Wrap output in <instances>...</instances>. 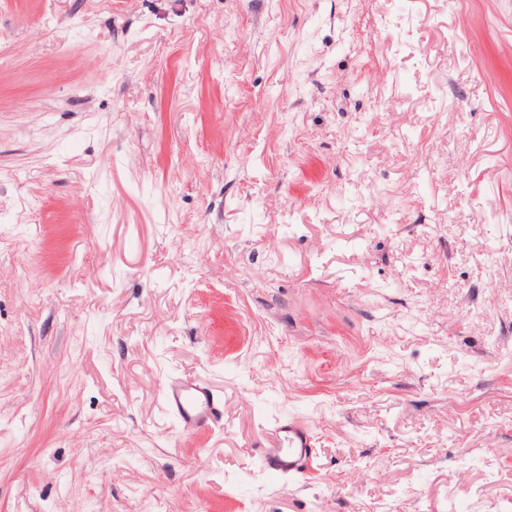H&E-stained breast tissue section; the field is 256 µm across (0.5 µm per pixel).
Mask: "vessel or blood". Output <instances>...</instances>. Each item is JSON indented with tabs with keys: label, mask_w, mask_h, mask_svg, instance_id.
Instances as JSON below:
<instances>
[{
	"label": "vessel or blood",
	"mask_w": 512,
	"mask_h": 512,
	"mask_svg": "<svg viewBox=\"0 0 512 512\" xmlns=\"http://www.w3.org/2000/svg\"><path fill=\"white\" fill-rule=\"evenodd\" d=\"M162 401L180 429L198 433L213 429L221 400L206 384L187 377H170L161 388ZM275 444L259 455L263 471L274 478L298 482L304 479L314 457L315 435L304 421L291 417L274 428Z\"/></svg>",
	"instance_id": "1"
}]
</instances>
